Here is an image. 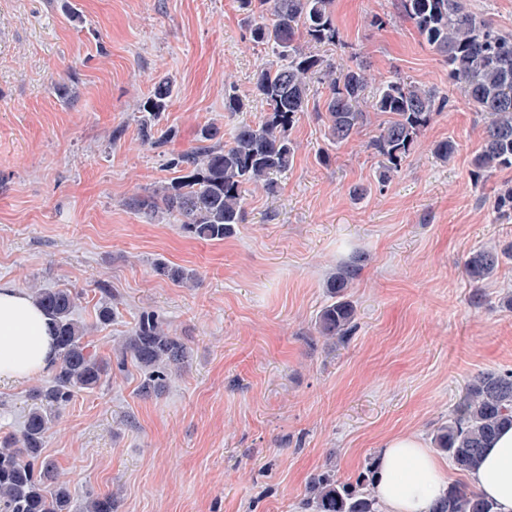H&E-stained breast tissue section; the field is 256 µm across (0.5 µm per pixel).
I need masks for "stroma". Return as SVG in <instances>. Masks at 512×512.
<instances>
[{"instance_id": "1", "label": "stroma", "mask_w": 512, "mask_h": 512, "mask_svg": "<svg viewBox=\"0 0 512 512\" xmlns=\"http://www.w3.org/2000/svg\"><path fill=\"white\" fill-rule=\"evenodd\" d=\"M334 17L343 43L321 55L342 68L362 60L380 79L408 75L448 108L381 186L368 147L380 115L330 142L328 89L312 79L291 168L273 192H249L244 223L217 242L127 201L179 177L171 160L203 128L221 145L260 120L254 75L272 54L236 0H0V283L78 291L76 314L103 358H120L145 311L190 349L159 395L140 393L144 373L129 359L60 409L43 454L73 512L103 493L117 512H303L317 474L355 481L398 433L432 444L468 380L512 369L501 304L512 258L477 286L464 270L471 251L512 241L494 207L512 171L474 182L482 121L397 0H335ZM166 77L173 97L152 123L154 147L139 137L138 103ZM228 81L247 111L225 112ZM444 140L456 145L445 162L433 154ZM357 253L356 327L325 340L315 320L326 280ZM160 263L192 283L159 275ZM50 379L0 384V435L21 430Z\"/></svg>"}]
</instances>
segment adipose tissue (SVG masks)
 Masks as SVG:
<instances>
[{"instance_id": "obj_1", "label": "adipose tissue", "mask_w": 512, "mask_h": 512, "mask_svg": "<svg viewBox=\"0 0 512 512\" xmlns=\"http://www.w3.org/2000/svg\"><path fill=\"white\" fill-rule=\"evenodd\" d=\"M55 361L53 325L25 292L0 284V383L50 371ZM471 481L500 512H512V428L500 431ZM448 489L447 466L418 434L389 437L381 450L372 492L383 512H432Z\"/></svg>"}]
</instances>
